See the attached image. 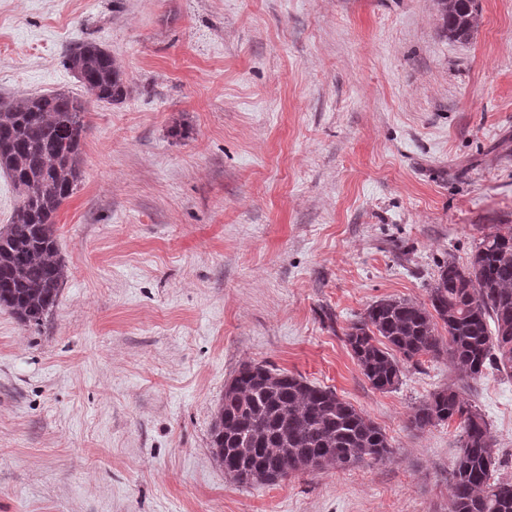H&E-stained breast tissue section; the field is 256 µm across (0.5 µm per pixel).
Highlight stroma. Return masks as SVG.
Returning a JSON list of instances; mask_svg holds the SVG:
<instances>
[{
    "instance_id": "1",
    "label": "stroma",
    "mask_w": 512,
    "mask_h": 512,
    "mask_svg": "<svg viewBox=\"0 0 512 512\" xmlns=\"http://www.w3.org/2000/svg\"><path fill=\"white\" fill-rule=\"evenodd\" d=\"M477 4L458 43L437 0H0V97L81 94V39L130 86L86 115L53 314L0 308V512H450L462 432L409 426L449 385L512 479L511 374L425 356L381 392L344 342L512 224V0ZM245 362L335 390L391 457L235 483L210 435Z\"/></svg>"
}]
</instances>
